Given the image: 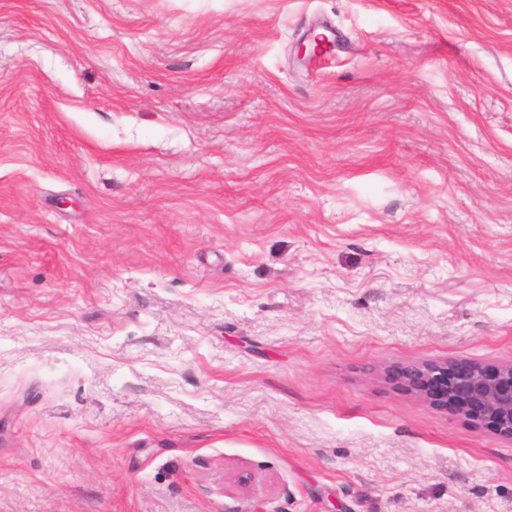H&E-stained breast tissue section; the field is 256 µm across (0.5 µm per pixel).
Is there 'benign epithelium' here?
I'll list each match as a JSON object with an SVG mask.
<instances>
[{
	"instance_id": "benign-epithelium-1",
	"label": "benign epithelium",
	"mask_w": 512,
	"mask_h": 512,
	"mask_svg": "<svg viewBox=\"0 0 512 512\" xmlns=\"http://www.w3.org/2000/svg\"><path fill=\"white\" fill-rule=\"evenodd\" d=\"M392 378L434 407L483 423L512 441V363L496 367L470 362L415 364L397 370Z\"/></svg>"
}]
</instances>
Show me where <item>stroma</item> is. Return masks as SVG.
<instances>
[{"mask_svg": "<svg viewBox=\"0 0 512 512\" xmlns=\"http://www.w3.org/2000/svg\"><path fill=\"white\" fill-rule=\"evenodd\" d=\"M427 361L512 363V0H0V512H512Z\"/></svg>", "mask_w": 512, "mask_h": 512, "instance_id": "obj_1", "label": "stroma"}]
</instances>
